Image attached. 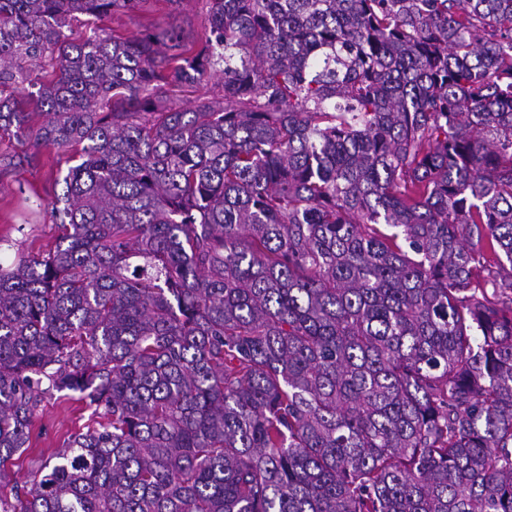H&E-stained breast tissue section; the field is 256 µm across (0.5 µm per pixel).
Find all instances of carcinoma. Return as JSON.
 Wrapping results in <instances>:
<instances>
[{
    "instance_id": "1",
    "label": "carcinoma",
    "mask_w": 512,
    "mask_h": 512,
    "mask_svg": "<svg viewBox=\"0 0 512 512\" xmlns=\"http://www.w3.org/2000/svg\"><path fill=\"white\" fill-rule=\"evenodd\" d=\"M142 2L0 0V130L81 147L0 263V485L43 394L100 415L0 512H512V0L65 34ZM223 66H217V71H211V73L204 78L200 84H195L192 87L185 86L183 88L169 90V87H165L168 91L167 96H170L171 100L178 102L185 108L193 107L199 99L205 98L211 101L220 103V106L224 105V92H223V81L219 69Z\"/></svg>"
}]
</instances>
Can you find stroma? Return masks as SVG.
I'll return each mask as SVG.
<instances>
[{
    "mask_svg": "<svg viewBox=\"0 0 512 512\" xmlns=\"http://www.w3.org/2000/svg\"><path fill=\"white\" fill-rule=\"evenodd\" d=\"M208 10L209 0H147L140 8L101 20L80 16L69 37L77 41L100 27L123 38L173 29L184 43L197 46L204 38ZM26 150L12 133L0 135V262L5 264L19 254L36 256L55 248L59 231L48 205L61 190L60 178L78 162L69 148H41L29 162L23 159ZM93 420L92 407L79 394L43 395L32 420L27 450L9 463L15 478L30 480L31 470Z\"/></svg>",
    "mask_w": 512,
    "mask_h": 512,
    "instance_id": "35a3bbf8",
    "label": "stroma"
}]
</instances>
